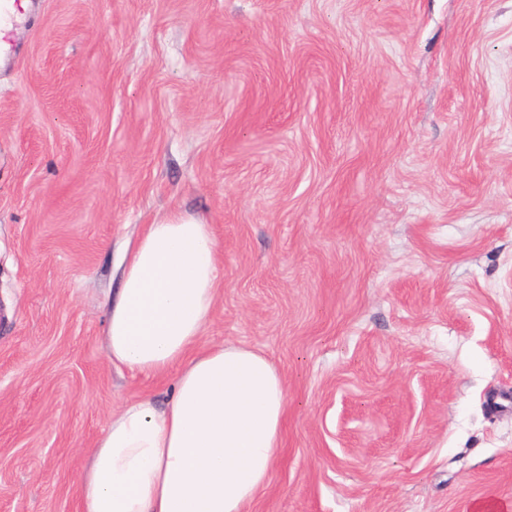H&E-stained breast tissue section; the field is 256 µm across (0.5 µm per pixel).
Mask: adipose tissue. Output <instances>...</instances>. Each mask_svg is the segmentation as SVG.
<instances>
[{
    "label": "adipose tissue",
    "instance_id": "adipose-tissue-1",
    "mask_svg": "<svg viewBox=\"0 0 512 512\" xmlns=\"http://www.w3.org/2000/svg\"><path fill=\"white\" fill-rule=\"evenodd\" d=\"M219 245L198 215L147 225L108 311L109 361L176 371L166 402L113 409L79 476L77 512H246L282 446L284 379L261 351L203 337L219 292Z\"/></svg>",
    "mask_w": 512,
    "mask_h": 512
}]
</instances>
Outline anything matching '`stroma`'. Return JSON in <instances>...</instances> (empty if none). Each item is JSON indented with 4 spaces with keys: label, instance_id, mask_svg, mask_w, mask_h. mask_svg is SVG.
Instances as JSON below:
<instances>
[{
    "label": "stroma",
    "instance_id": "1",
    "mask_svg": "<svg viewBox=\"0 0 512 512\" xmlns=\"http://www.w3.org/2000/svg\"><path fill=\"white\" fill-rule=\"evenodd\" d=\"M0 60V512H76L108 299L202 215L205 339L288 384L250 512L512 502V0H22Z\"/></svg>",
    "mask_w": 512,
    "mask_h": 512
}]
</instances>
